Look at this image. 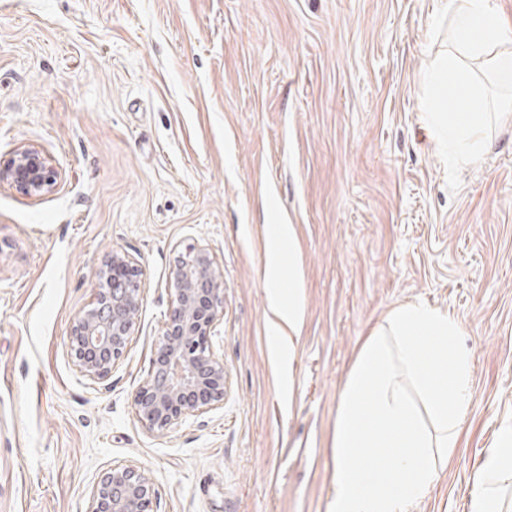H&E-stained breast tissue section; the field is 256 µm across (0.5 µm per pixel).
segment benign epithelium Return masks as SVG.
<instances>
[{
	"label": "benign epithelium",
	"mask_w": 512,
	"mask_h": 512,
	"mask_svg": "<svg viewBox=\"0 0 512 512\" xmlns=\"http://www.w3.org/2000/svg\"><path fill=\"white\" fill-rule=\"evenodd\" d=\"M58 179V171L35 148L21 150L0 165V183L31 198L51 192ZM103 275L111 287L99 289L69 336L74 366L93 385L112 377L131 341L142 302L141 269L128 254L113 252ZM170 289L173 308L134 399L138 421L158 435L188 417L222 408L227 391L224 361L212 348L223 319L224 279L208 246L193 242L180 249ZM156 500L153 481L144 471L115 464L102 474L86 512H156Z\"/></svg>",
	"instance_id": "obj_1"
}]
</instances>
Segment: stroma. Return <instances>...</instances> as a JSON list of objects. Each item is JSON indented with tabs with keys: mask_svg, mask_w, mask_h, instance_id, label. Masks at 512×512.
Segmentation results:
<instances>
[{
	"mask_svg": "<svg viewBox=\"0 0 512 512\" xmlns=\"http://www.w3.org/2000/svg\"><path fill=\"white\" fill-rule=\"evenodd\" d=\"M442 0H0V159L58 170L0 184V512H86L101 477L145 470L157 512H330L340 394L397 307L460 325L474 394L460 445L408 512H468L512 420V121L449 192L420 103ZM291 225V358L273 356L268 231ZM224 277L212 339L223 408L157 437L138 422L176 247ZM141 268L131 342L102 391L73 322L113 252ZM58 179V171L36 148L21 150L0 165V183H9L31 198L51 192Z\"/></svg>",
	"mask_w": 512,
	"mask_h": 512,
	"instance_id": "35a3bbf8",
	"label": "stroma"
}]
</instances>
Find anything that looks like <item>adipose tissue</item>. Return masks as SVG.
Segmentation results:
<instances>
[{
  "mask_svg": "<svg viewBox=\"0 0 512 512\" xmlns=\"http://www.w3.org/2000/svg\"><path fill=\"white\" fill-rule=\"evenodd\" d=\"M512 471V423L501 425L493 448L486 456L475 481L478 486L470 498V512H512L503 478Z\"/></svg>",
  "mask_w": 512,
  "mask_h": 512,
  "instance_id": "ef3b65f1",
  "label": "adipose tissue"
}]
</instances>
